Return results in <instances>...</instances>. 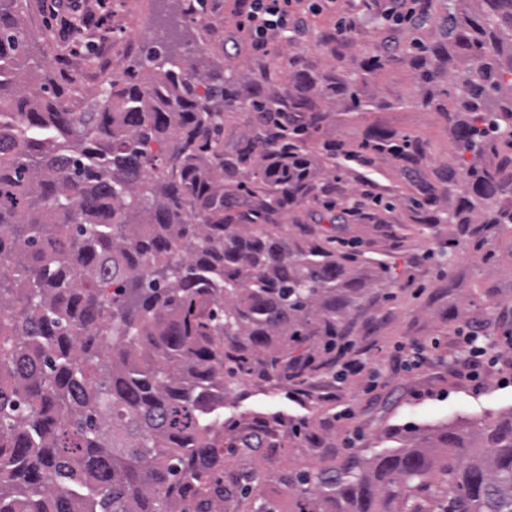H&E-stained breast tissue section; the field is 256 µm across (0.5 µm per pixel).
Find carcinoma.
<instances>
[{"label": "carcinoma", "mask_w": 512, "mask_h": 512, "mask_svg": "<svg viewBox=\"0 0 512 512\" xmlns=\"http://www.w3.org/2000/svg\"><path fill=\"white\" fill-rule=\"evenodd\" d=\"M448 13L418 47L461 170L439 224L480 251L512 229V0ZM27 0H0V512H279L224 483V377L312 361L351 333L367 266L318 228L272 216L317 199L307 134L328 115L307 76L284 102L235 98L257 130L224 154V65L163 36L89 91L31 52ZM361 147L410 162L374 126ZM255 199L248 223L237 192ZM295 512H512V409L354 448L288 476Z\"/></svg>", "instance_id": "obj_1"}]
</instances>
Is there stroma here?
<instances>
[{"label": "stroma", "mask_w": 512, "mask_h": 512, "mask_svg": "<svg viewBox=\"0 0 512 512\" xmlns=\"http://www.w3.org/2000/svg\"><path fill=\"white\" fill-rule=\"evenodd\" d=\"M33 27L46 30L44 44L57 69L76 75L85 87L98 89L105 76L122 72L140 48L156 36L158 12L178 17L189 0H109L113 34L108 41L82 46L72 53L49 24L40 0H28ZM202 24H187L185 50L203 62L223 57L225 74L249 85L263 98L295 96L303 77L331 84H356L364 111H353L341 94L316 97L328 115L307 141L312 162H319L327 142H342L354 150L337 159L340 176L322 175L332 194L343 198L364 192L371 178L382 204L367 205L355 216L338 217L313 203H304L276 217L285 233L298 225H322L342 248H358L375 264L391 269L390 290L370 287L351 338L364 349L369 367L357 376L328 368L310 380L312 401H293L292 381L243 374L224 389V472L241 481L257 478L282 512L291 503L283 484L288 473L315 470L348 448L377 450L400 446L408 431L448 423L457 418L480 421L512 408V387L495 381L480 387L458 376L448 361L456 328L470 322L495 327L512 320V237L497 240L491 261H483L467 242H460L451 266L418 263L424 251L447 242L455 228L431 224L432 210L453 205L448 170L458 157L443 115L448 106V81L424 83L410 62L408 46L446 42L448 0H432L428 20L415 29L394 27L366 9L361 0H338L335 11L312 17L301 40H276L271 51L250 42L227 39L238 20L235 0H207ZM355 17L354 29L329 44L325 32L340 18ZM385 55L384 67L369 71L365 62ZM377 125L423 145L415 163L387 154H361L357 147L369 126ZM438 340L439 348L421 367L397 362L399 347ZM260 439L248 448L244 437Z\"/></svg>", "instance_id": "obj_1"}]
</instances>
